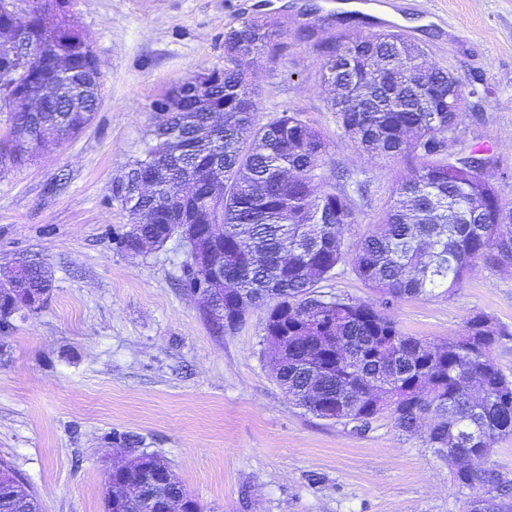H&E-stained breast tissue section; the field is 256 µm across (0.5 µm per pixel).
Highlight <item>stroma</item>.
I'll return each mask as SVG.
<instances>
[{
    "instance_id": "obj_1",
    "label": "stroma",
    "mask_w": 512,
    "mask_h": 512,
    "mask_svg": "<svg viewBox=\"0 0 512 512\" xmlns=\"http://www.w3.org/2000/svg\"><path fill=\"white\" fill-rule=\"evenodd\" d=\"M72 2L103 98L78 135L0 172V267L43 263L53 285L38 313L0 326V459L45 512H103L105 471L131 446L163 457L206 512H461L447 462L391 417L360 430L288 399L262 353L266 307L217 332L179 286V238L140 255L114 239L129 217L112 183L150 143L153 101L223 67L225 32L261 17L282 36L249 69L256 120L298 112L322 132V175L349 174L355 222L344 240L355 243L412 164L342 136L316 45L378 31L374 12L345 21L331 0ZM398 2V31L463 80L457 135L494 158L493 179L512 198V0ZM476 312L504 329L493 357L512 376V268L480 265L451 294L405 299L392 315L409 335L448 338Z\"/></svg>"
}]
</instances>
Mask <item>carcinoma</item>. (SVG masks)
<instances>
[{"mask_svg":"<svg viewBox=\"0 0 512 512\" xmlns=\"http://www.w3.org/2000/svg\"><path fill=\"white\" fill-rule=\"evenodd\" d=\"M28 29L40 78L22 83L36 111L0 112V166H22L36 148L28 136L59 119L78 134L97 112L87 67V36L65 20L45 25L0 12V26ZM245 42L222 68L176 84L154 101L162 118L157 143L129 164L112 197L141 225L123 250L167 240L180 215L213 246L211 265L224 273V323L233 330L246 309L268 305L262 351L295 404L314 416L361 427L388 413L395 427L448 459L465 512L484 490L496 512H512V479L491 462L494 445L512 436V379L492 357L503 332L489 315L469 316L453 337L406 335L390 314L409 297L447 295L479 261L512 267V201L501 196L483 157L457 136L459 113L448 93L461 78L424 65V51L394 31L321 48L323 78L343 135L380 158L407 157L411 173L396 181L379 221L354 245L342 238L355 223L350 196L318 174L328 143L298 112L255 121L256 94L247 69L282 35L277 23L248 19L227 31ZM428 72L425 83L417 75ZM376 295L361 300L320 294L318 283L341 266ZM24 286L48 296L44 266H14ZM170 470L154 453L135 451L118 486L123 500L104 512H140L143 497L162 499L180 480L143 482L145 468ZM0 498V512H42L29 487Z\"/></svg>","mask_w":512,"mask_h":512,"instance_id":"cac0c4a2","label":"carcinoma"}]
</instances>
